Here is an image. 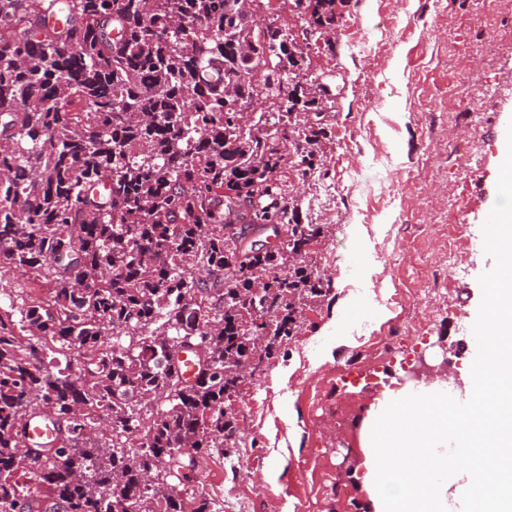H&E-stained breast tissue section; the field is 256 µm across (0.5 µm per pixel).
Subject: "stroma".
I'll list each match as a JSON object with an SVG mask.
<instances>
[{
    "label": "stroma",
    "instance_id": "stroma-1",
    "mask_svg": "<svg viewBox=\"0 0 512 512\" xmlns=\"http://www.w3.org/2000/svg\"><path fill=\"white\" fill-rule=\"evenodd\" d=\"M484 0H347L335 50L311 47L313 74L334 94L323 176L302 182L304 223L324 229L309 259L335 277L294 338L278 343L270 359L232 399L238 430L200 458L190 486L170 479L176 495L194 491L211 512H370L364 468L337 453L344 436L318 407L353 401L348 425L359 431L378 399L403 391L407 360L465 369L477 352L472 333L482 291L480 276L494 260L482 248V225L497 199L499 142L512 124V14L501 17L504 37L489 44L472 23ZM463 57L467 97L457 109V133L448 131V51ZM435 181L442 203L458 205L467 242L464 271L440 266L420 273L416 250L431 237L437 212L414 187ZM367 231L366 238L353 232ZM409 290L404 312L429 321L427 334H404L385 360L364 361L365 377L342 370L363 340L322 350L356 319L386 329V298ZM40 284L19 272L0 275V312L43 296ZM292 367L291 376L280 370ZM280 464L275 483L265 472ZM336 469L350 495L337 502L320 472Z\"/></svg>",
    "mask_w": 512,
    "mask_h": 512
}]
</instances>
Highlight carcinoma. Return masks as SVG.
Segmentation results:
<instances>
[{"instance_id":"cac0c4a2","label":"carcinoma","mask_w":512,"mask_h":512,"mask_svg":"<svg viewBox=\"0 0 512 512\" xmlns=\"http://www.w3.org/2000/svg\"><path fill=\"white\" fill-rule=\"evenodd\" d=\"M257 2L0 0V273L49 286L20 320L0 314V512H210L146 471H192L234 434L251 288L268 359L301 331L294 303L329 291L304 260L281 278L278 252H225L233 225H286L288 249L323 235L269 194L288 167L322 173L330 135L300 119L324 105L294 82L311 58L288 28L252 39ZM344 5L288 0L327 32ZM256 77L281 105L243 128L228 108ZM191 339L210 357L193 383L169 358ZM34 414L54 436L23 453Z\"/></svg>"}]
</instances>
